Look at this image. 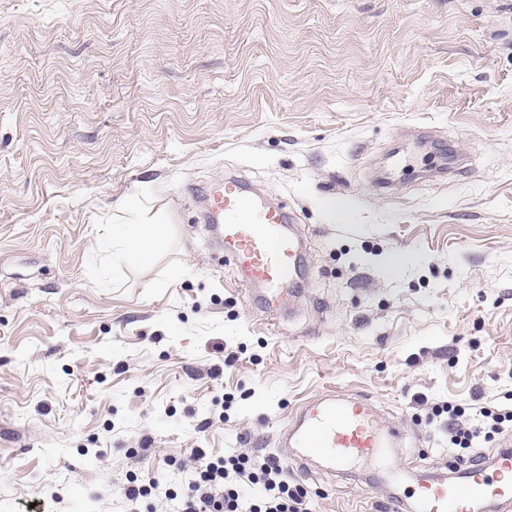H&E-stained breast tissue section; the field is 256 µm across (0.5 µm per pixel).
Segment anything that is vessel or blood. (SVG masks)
Wrapping results in <instances>:
<instances>
[{"label":"vessel or blood","instance_id":"1","mask_svg":"<svg viewBox=\"0 0 512 512\" xmlns=\"http://www.w3.org/2000/svg\"><path fill=\"white\" fill-rule=\"evenodd\" d=\"M224 250L243 282L264 288L272 306L290 300L301 266V242L289 230L283 211L247 194L225 179L207 198ZM399 426H383L364 398L324 396L298 415L289 441L299 460L326 457L337 470L352 462L382 458L386 443L404 437ZM512 505V448L499 450L491 463L467 469L457 480L433 478L411 496V512H473L485 501Z\"/></svg>","mask_w":512,"mask_h":512}]
</instances>
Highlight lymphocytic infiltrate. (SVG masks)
<instances>
[{
	"label": "lymphocytic infiltrate",
	"mask_w": 512,
	"mask_h": 512,
	"mask_svg": "<svg viewBox=\"0 0 512 512\" xmlns=\"http://www.w3.org/2000/svg\"><path fill=\"white\" fill-rule=\"evenodd\" d=\"M432 412L448 417V436L458 471L473 463L470 450L484 432L485 419L497 425L512 422L511 410L494 414L483 408L479 411L480 422L466 424L462 421L464 408L449 401L435 405ZM188 461L193 477L180 499L179 512H310L308 490L289 479L276 456H212L205 449L195 448ZM250 485L259 490L256 498L242 494L243 487Z\"/></svg>",
	"instance_id": "f902f5d3"
}]
</instances>
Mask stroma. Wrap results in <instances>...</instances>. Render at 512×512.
Here are the masks:
<instances>
[{"mask_svg": "<svg viewBox=\"0 0 512 512\" xmlns=\"http://www.w3.org/2000/svg\"><path fill=\"white\" fill-rule=\"evenodd\" d=\"M232 174L307 242L273 317L201 218ZM163 245L112 259V230ZM361 395L450 473L445 417L512 408V0H0V512H126L191 449L288 458ZM312 512H405L289 469ZM159 482L155 478L147 481L139 479L137 475L129 474L127 483L121 488L122 495L128 503L135 507V511L143 504L149 505V501L156 495Z\"/></svg>", "mask_w": 512, "mask_h": 512, "instance_id": "stroma-1", "label": "stroma"}]
</instances>
